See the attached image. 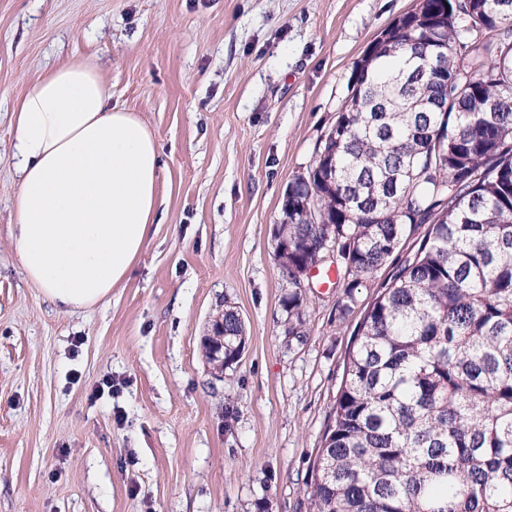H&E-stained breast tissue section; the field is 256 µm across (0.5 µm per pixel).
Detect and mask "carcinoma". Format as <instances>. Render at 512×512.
<instances>
[{
  "label": "carcinoma",
  "mask_w": 512,
  "mask_h": 512,
  "mask_svg": "<svg viewBox=\"0 0 512 512\" xmlns=\"http://www.w3.org/2000/svg\"><path fill=\"white\" fill-rule=\"evenodd\" d=\"M316 160L325 224H288L298 272L336 239L353 290L429 225L348 350L309 512H512V6L425 0L369 48ZM246 336L224 308V367Z\"/></svg>",
  "instance_id": "carcinoma-1"
}]
</instances>
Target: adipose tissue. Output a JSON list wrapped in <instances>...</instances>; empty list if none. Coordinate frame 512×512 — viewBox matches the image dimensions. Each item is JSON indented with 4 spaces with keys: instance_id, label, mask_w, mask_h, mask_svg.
I'll return each mask as SVG.
<instances>
[{
    "instance_id": "adipose-tissue-1",
    "label": "adipose tissue",
    "mask_w": 512,
    "mask_h": 512,
    "mask_svg": "<svg viewBox=\"0 0 512 512\" xmlns=\"http://www.w3.org/2000/svg\"><path fill=\"white\" fill-rule=\"evenodd\" d=\"M108 101L96 66L73 60L37 79L14 109L11 241L28 280L62 311L109 298L160 221L154 136Z\"/></svg>"
}]
</instances>
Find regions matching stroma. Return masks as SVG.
Returning <instances> with one entry per match:
<instances>
[{
  "label": "stroma",
  "instance_id": "obj_1",
  "mask_svg": "<svg viewBox=\"0 0 512 512\" xmlns=\"http://www.w3.org/2000/svg\"><path fill=\"white\" fill-rule=\"evenodd\" d=\"M415 5L0 0V512H308L345 353L402 254L345 313L314 277L298 338L273 229L355 63ZM78 59L152 131L160 222L108 300L67 313L11 243L13 111ZM228 304L246 345L219 378L202 342Z\"/></svg>",
  "mask_w": 512,
  "mask_h": 512
}]
</instances>
